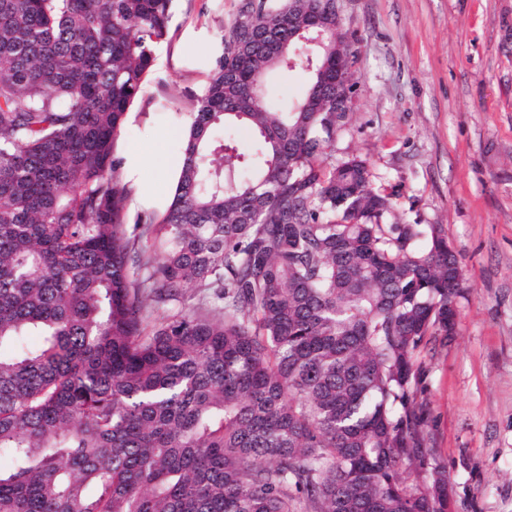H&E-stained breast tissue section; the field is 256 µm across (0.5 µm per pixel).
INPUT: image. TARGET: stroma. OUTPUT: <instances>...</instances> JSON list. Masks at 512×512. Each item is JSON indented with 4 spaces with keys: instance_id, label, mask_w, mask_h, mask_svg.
Listing matches in <instances>:
<instances>
[{
    "instance_id": "1",
    "label": "stroma",
    "mask_w": 512,
    "mask_h": 512,
    "mask_svg": "<svg viewBox=\"0 0 512 512\" xmlns=\"http://www.w3.org/2000/svg\"><path fill=\"white\" fill-rule=\"evenodd\" d=\"M360 80L330 161L367 160L399 221L436 224L464 292L418 358L416 401L449 512H512V0H340ZM238 0H173L169 34L114 145L176 154Z\"/></svg>"
}]
</instances>
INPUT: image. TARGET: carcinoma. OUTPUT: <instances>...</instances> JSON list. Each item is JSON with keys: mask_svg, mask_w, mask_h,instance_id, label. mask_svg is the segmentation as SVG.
Segmentation results:
<instances>
[{"mask_svg": "<svg viewBox=\"0 0 512 512\" xmlns=\"http://www.w3.org/2000/svg\"><path fill=\"white\" fill-rule=\"evenodd\" d=\"M172 2L0 0V512H448L443 471L401 469L464 278L365 160L327 162L324 66L355 84L358 51L300 31L321 0H239L162 220L122 223L113 148ZM297 65L284 106L267 76Z\"/></svg>", "mask_w": 512, "mask_h": 512, "instance_id": "cac0c4a2", "label": "carcinoma"}]
</instances>
